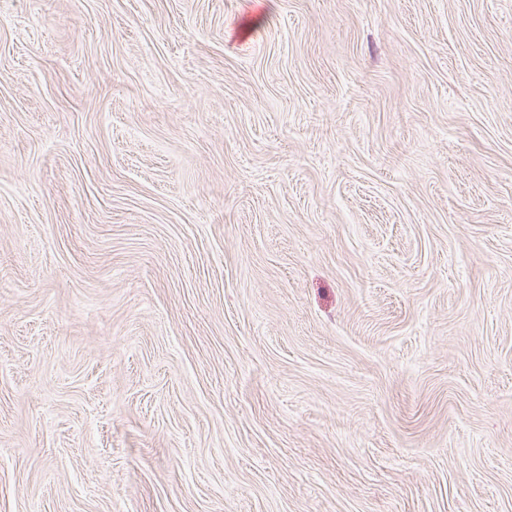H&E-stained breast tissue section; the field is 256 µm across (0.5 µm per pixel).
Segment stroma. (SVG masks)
<instances>
[{
    "mask_svg": "<svg viewBox=\"0 0 512 512\" xmlns=\"http://www.w3.org/2000/svg\"><path fill=\"white\" fill-rule=\"evenodd\" d=\"M0 512H512V0H0Z\"/></svg>",
    "mask_w": 512,
    "mask_h": 512,
    "instance_id": "35a3bbf8",
    "label": "stroma"
}]
</instances>
